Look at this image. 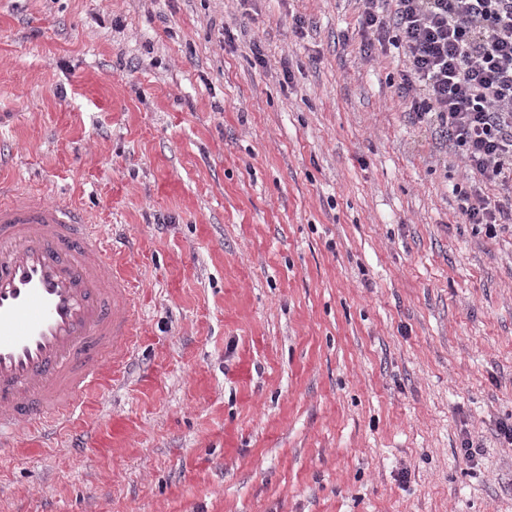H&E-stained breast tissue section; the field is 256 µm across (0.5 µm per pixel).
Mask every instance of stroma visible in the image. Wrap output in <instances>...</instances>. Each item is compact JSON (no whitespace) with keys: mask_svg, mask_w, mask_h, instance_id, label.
<instances>
[{"mask_svg":"<svg viewBox=\"0 0 512 512\" xmlns=\"http://www.w3.org/2000/svg\"><path fill=\"white\" fill-rule=\"evenodd\" d=\"M360 42L355 0H0V181L77 202L140 311L0 512H512V227Z\"/></svg>","mask_w":512,"mask_h":512,"instance_id":"35a3bbf8","label":"stroma"}]
</instances>
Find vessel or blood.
I'll return each mask as SVG.
<instances>
[{
    "instance_id": "obj_1",
    "label": "vessel or blood",
    "mask_w": 512,
    "mask_h": 512,
    "mask_svg": "<svg viewBox=\"0 0 512 512\" xmlns=\"http://www.w3.org/2000/svg\"><path fill=\"white\" fill-rule=\"evenodd\" d=\"M139 320L126 271L79 207L0 182V447L48 436L125 359Z\"/></svg>"
}]
</instances>
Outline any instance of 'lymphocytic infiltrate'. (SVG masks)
Listing matches in <instances>:
<instances>
[{
    "mask_svg": "<svg viewBox=\"0 0 512 512\" xmlns=\"http://www.w3.org/2000/svg\"><path fill=\"white\" fill-rule=\"evenodd\" d=\"M365 51L404 54L410 116L436 129L474 180L460 198L487 235L512 223V0H361ZM504 192L488 202L487 184Z\"/></svg>",
    "mask_w": 512,
    "mask_h": 512,
    "instance_id": "lymphocytic-infiltrate-1",
    "label": "lymphocytic infiltrate"
}]
</instances>
